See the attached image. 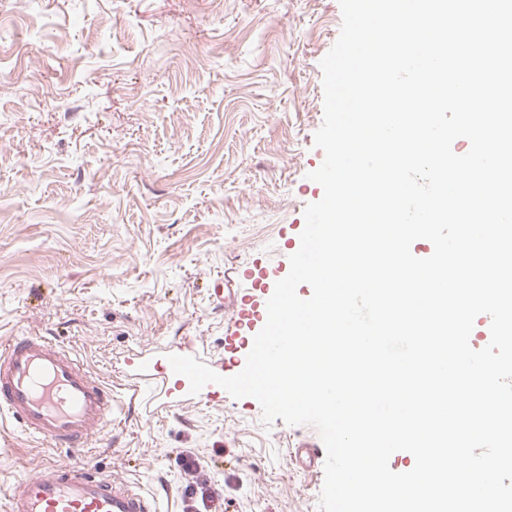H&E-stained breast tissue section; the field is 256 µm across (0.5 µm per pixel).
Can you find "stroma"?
I'll use <instances>...</instances> for the list:
<instances>
[{"instance_id":"stroma-1","label":"stroma","mask_w":512,"mask_h":512,"mask_svg":"<svg viewBox=\"0 0 512 512\" xmlns=\"http://www.w3.org/2000/svg\"><path fill=\"white\" fill-rule=\"evenodd\" d=\"M0 20V337L58 341L116 399L75 456L0 419V506L59 461L183 512L193 453L224 512H319L323 473L287 456L315 427L224 390L149 415L129 387L187 342L244 369L214 290L298 249L323 196L307 174L338 0H0Z\"/></svg>"}]
</instances>
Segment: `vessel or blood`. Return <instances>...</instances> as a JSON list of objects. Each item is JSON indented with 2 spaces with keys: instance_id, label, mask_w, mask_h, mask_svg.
I'll return each instance as SVG.
<instances>
[{
  "instance_id": "1",
  "label": "vessel or blood",
  "mask_w": 512,
  "mask_h": 512,
  "mask_svg": "<svg viewBox=\"0 0 512 512\" xmlns=\"http://www.w3.org/2000/svg\"><path fill=\"white\" fill-rule=\"evenodd\" d=\"M137 380L146 406L188 387L171 365L143 360ZM112 391L74 353L45 336L0 341V412L53 447H88L112 419ZM0 512H159L155 499L129 483L49 462L15 486Z\"/></svg>"
}]
</instances>
